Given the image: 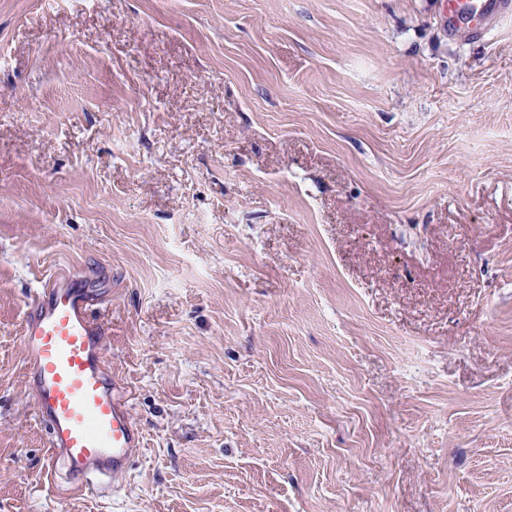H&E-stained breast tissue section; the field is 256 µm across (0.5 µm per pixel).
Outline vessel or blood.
<instances>
[{
    "label": "vessel or blood",
    "mask_w": 512,
    "mask_h": 512,
    "mask_svg": "<svg viewBox=\"0 0 512 512\" xmlns=\"http://www.w3.org/2000/svg\"><path fill=\"white\" fill-rule=\"evenodd\" d=\"M448 32L481 36L512 15V0H443ZM92 273L55 274L26 305L22 346L37 417L48 432L49 471L67 489L117 491L143 446L127 393L105 359Z\"/></svg>",
    "instance_id": "obj_1"
}]
</instances>
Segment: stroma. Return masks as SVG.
Returning <instances> with one entry per match:
<instances>
[{
  "instance_id": "stroma-1",
  "label": "stroma",
  "mask_w": 512,
  "mask_h": 512,
  "mask_svg": "<svg viewBox=\"0 0 512 512\" xmlns=\"http://www.w3.org/2000/svg\"><path fill=\"white\" fill-rule=\"evenodd\" d=\"M144 445L51 490L61 268ZM0 512H512V18L441 0H0ZM448 17V33L460 31L459 23L474 37L481 36L491 25L512 15L511 0H443Z\"/></svg>"
}]
</instances>
